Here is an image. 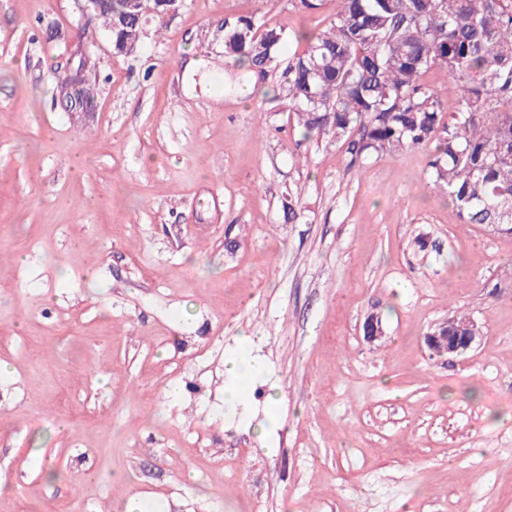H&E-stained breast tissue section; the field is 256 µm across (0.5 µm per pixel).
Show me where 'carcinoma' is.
I'll return each mask as SVG.
<instances>
[{"label": "carcinoma", "instance_id": "obj_1", "mask_svg": "<svg viewBox=\"0 0 512 512\" xmlns=\"http://www.w3.org/2000/svg\"><path fill=\"white\" fill-rule=\"evenodd\" d=\"M303 12L334 6L329 25L300 34L282 91L305 136L342 142L350 162L407 149L430 151V177L461 223L512 233V0H290ZM125 0H112V44L137 40ZM283 30L224 20V57L265 79L281 62ZM444 70L457 88L442 111L424 82ZM67 94L90 92L81 72Z\"/></svg>", "mask_w": 512, "mask_h": 512}]
</instances>
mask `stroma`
<instances>
[{"mask_svg": "<svg viewBox=\"0 0 512 512\" xmlns=\"http://www.w3.org/2000/svg\"><path fill=\"white\" fill-rule=\"evenodd\" d=\"M238 16L288 56L331 20L181 0L121 54L77 0H0V512H512V235L428 150L304 137L225 59ZM457 311L481 341L432 356Z\"/></svg>", "mask_w": 512, "mask_h": 512, "instance_id": "stroma-1", "label": "stroma"}]
</instances>
